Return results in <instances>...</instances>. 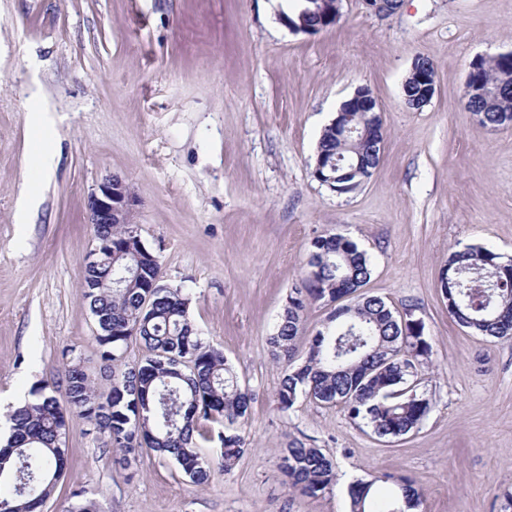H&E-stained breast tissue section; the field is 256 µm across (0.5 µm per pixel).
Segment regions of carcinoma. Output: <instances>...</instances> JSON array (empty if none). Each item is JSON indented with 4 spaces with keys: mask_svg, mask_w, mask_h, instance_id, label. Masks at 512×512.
Masks as SVG:
<instances>
[{
    "mask_svg": "<svg viewBox=\"0 0 512 512\" xmlns=\"http://www.w3.org/2000/svg\"><path fill=\"white\" fill-rule=\"evenodd\" d=\"M486 83L512 85V63L492 57L479 74ZM485 126L512 125V95L481 100ZM341 155L368 174L378 153L353 142L335 124L324 127L314 162ZM343 166L331 172L333 186L362 184L363 177ZM98 237L112 243V263L87 268L82 288L97 325L94 341L109 387L100 393L90 375L74 363L73 350L61 352L66 399L32 390L33 399L6 413L10 435L0 447V512H42L56 493L68 465L67 416L78 414L106 438L105 446L124 452L130 465L147 447L174 460L195 485L207 483L213 463L200 444L218 442L224 472L245 452L244 426L252 396L242 388L222 348L204 341L189 317L191 298L161 279L159 262L143 244L135 224H110ZM131 267L136 275L113 286L117 274ZM306 286L289 296L281 322L269 343L277 357L291 358L303 336V313L311 302L348 303L334 309L323 329L308 340L303 363L290 364L277 391L287 411L298 398L339 405L353 420H363L372 434L395 439L422 423L431 410L420 390L422 367L431 355L421 321L411 312L398 316L381 297L360 293L371 265L358 244L341 235H320L312 242ZM455 284L447 286V277ZM448 313L463 327L500 340H512V260L485 247L453 251L441 272ZM146 354L128 362L131 340ZM279 468L290 490L316 496L337 482L336 463L322 449L292 442L280 449ZM67 512H101L85 492ZM351 512H409L420 509L422 494L405 476L378 473L349 486Z\"/></svg>",
    "mask_w": 512,
    "mask_h": 512,
    "instance_id": "obj_1",
    "label": "carcinoma"
}]
</instances>
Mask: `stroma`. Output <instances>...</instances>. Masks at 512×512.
I'll list each match as a JSON object with an SVG mask.
<instances>
[{"label": "stroma", "instance_id": "1", "mask_svg": "<svg viewBox=\"0 0 512 512\" xmlns=\"http://www.w3.org/2000/svg\"><path fill=\"white\" fill-rule=\"evenodd\" d=\"M296 4L0 0V403L46 381L64 398L66 347L106 386L80 274L90 194L112 175L136 198L162 279L190 294L202 338L252 395L244 455L200 486L147 448L120 465L70 415L67 472L43 512H67L79 489L102 512H350L349 484L384 472L414 479L425 512H500L512 491V341L460 326L439 281L453 250L512 259V126H482L463 100L470 63L512 51V0H402L384 20L342 0L340 21L312 36L280 23ZM419 56L436 92L416 111L403 83ZM361 85L386 138L371 178L339 195L312 177L314 152ZM324 234L357 242L371 260L365 293L424 325L432 408L406 436L377 438L337 406L277 404L286 362L268 339ZM292 440L335 459L325 492L287 488L279 451Z\"/></svg>", "mask_w": 512, "mask_h": 512}]
</instances>
